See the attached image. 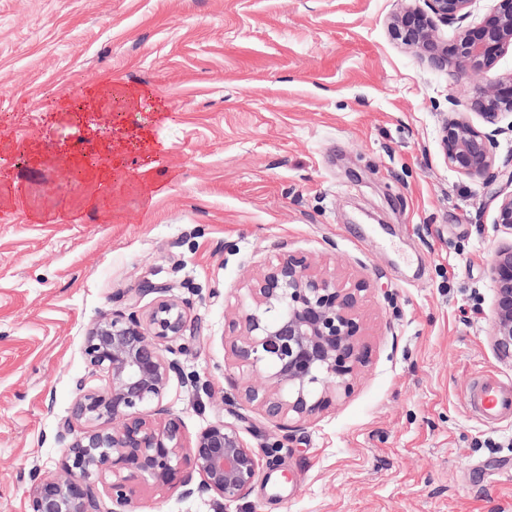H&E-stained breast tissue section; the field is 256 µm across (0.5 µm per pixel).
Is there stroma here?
<instances>
[{"label": "stroma", "instance_id": "35a3bbf8", "mask_svg": "<svg viewBox=\"0 0 512 512\" xmlns=\"http://www.w3.org/2000/svg\"><path fill=\"white\" fill-rule=\"evenodd\" d=\"M410 3L0 0V189H20L0 197V512L57 469L86 331L147 279L199 325L164 396L186 432L238 415L250 445L273 441L223 337L285 251L369 284L351 395L263 458L246 499L149 482L139 512H512V420L469 408L477 377L512 382L490 339L506 182L446 163L442 124L480 79L392 39ZM113 80L141 91L120 121L106 96L70 112ZM89 153L111 178L66 182Z\"/></svg>", "mask_w": 512, "mask_h": 512}]
</instances>
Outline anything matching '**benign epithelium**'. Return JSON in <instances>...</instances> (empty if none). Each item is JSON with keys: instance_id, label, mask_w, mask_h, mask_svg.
I'll list each match as a JSON object with an SVG mask.
<instances>
[{"instance_id": "benign-epithelium-1", "label": "benign epithelium", "mask_w": 512, "mask_h": 512, "mask_svg": "<svg viewBox=\"0 0 512 512\" xmlns=\"http://www.w3.org/2000/svg\"><path fill=\"white\" fill-rule=\"evenodd\" d=\"M391 22L394 38L453 65L456 79L486 78L441 128L448 165L456 172L493 184L512 171L496 165V136L512 131L498 126L512 112V75L490 77L498 54L512 48V0L473 28H461L449 44H439L435 20L463 22L474 0H423ZM473 111L494 126L477 129ZM495 227L512 234V193L497 208ZM494 283L495 353L512 359V243L500 246L490 265ZM364 281L340 286L308 259L285 252L252 279L249 307L229 323V355L240 371L242 402L262 411L283 432V448L294 425L327 409L351 393L352 381L368 357L358 313ZM171 285L142 281L128 304L102 318L85 336L84 354L91 371L76 381L69 414L58 423L63 448L54 473L30 471L26 512H137L136 489L142 483L180 487L182 495L210 496L226 503L246 498L261 467L262 455L232 422L208 425L195 436L163 403L174 377L183 378L180 362L170 359L172 343L197 329L189 306L170 296ZM152 294L148 310L140 298ZM200 481H194V475ZM112 483L106 484V476ZM112 507L105 510L102 493Z\"/></svg>"}]
</instances>
